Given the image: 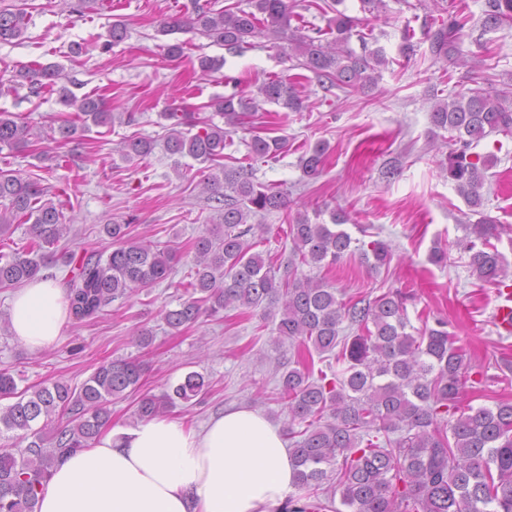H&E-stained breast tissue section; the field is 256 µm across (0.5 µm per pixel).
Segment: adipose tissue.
Masks as SVG:
<instances>
[{"instance_id":"adipose-tissue-1","label":"adipose tissue","mask_w":512,"mask_h":512,"mask_svg":"<svg viewBox=\"0 0 512 512\" xmlns=\"http://www.w3.org/2000/svg\"><path fill=\"white\" fill-rule=\"evenodd\" d=\"M62 288L38 280L10 308L14 338L54 345L67 321ZM294 490V463L281 427L241 406L193 429L168 417L116 427L57 465L37 512H270Z\"/></svg>"}]
</instances>
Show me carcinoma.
<instances>
[{"instance_id":"cac0c4a2","label":"carcinoma","mask_w":512,"mask_h":512,"mask_svg":"<svg viewBox=\"0 0 512 512\" xmlns=\"http://www.w3.org/2000/svg\"><path fill=\"white\" fill-rule=\"evenodd\" d=\"M343 0L327 6L336 11L327 29L311 33L291 28L295 16L290 0H251L255 10L236 3L214 9V0L195 2L188 16L166 18L159 28L163 36L192 32L242 54L253 40L267 34L288 41L291 68L314 75L325 89L347 94L377 84L376 67L386 63L383 53L369 48L361 20L337 9ZM512 23V0H485L483 27L496 29ZM468 19L454 6L436 28L423 31L422 42L434 62L467 65L462 49ZM25 13L0 7V43L22 37ZM358 38L361 52L351 47ZM63 67L50 63L25 67L17 77L31 92L58 88L59 102L76 109L77 120L103 125L112 121L103 99L76 97L57 85ZM235 91L211 101L224 115V126L196 121V133L172 124L167 151L188 155L203 163L224 157L229 128L243 124L258 110V101L275 103L299 112L303 101L290 82L268 78L257 86V98L236 90L238 79L224 76ZM431 124L451 133L456 148L442 163L472 212L479 215L470 225L474 239L465 243L470 252L471 273L482 282L501 285L507 276L503 257L490 242L504 227L479 211L483 205L484 172L492 160L472 152L493 133H512V83L476 86L449 101L437 102ZM29 123L11 112L0 111V151L28 147ZM279 136L255 135L250 154L271 158L285 147ZM145 139L123 143L125 158L150 154ZM326 148L319 145L301 158L304 174L318 177ZM203 189L224 204V236L198 237L194 244L196 279L188 283V299L164 313L172 330L195 323L203 314L213 316L234 305L257 312L274 325L278 341H287L296 360L280 363L278 400L288 413V438L295 467V493L279 512H512V402L493 407H474L467 401L471 386L464 358L448 332V320L418 334L408 331L407 293L390 290L372 300H346L322 280L297 276L295 260L316 267L333 266L354 252L356 239L342 229L345 214L334 212L331 223L312 224L299 216L289 225L292 258L284 274L271 260L251 252L247 236L255 235L249 220L261 211L288 208V192L254 180L244 166H222L210 173ZM47 188L25 179L14 170L0 169V230L18 221L30 224V249L0 261V288H12L39 278L51 262L70 265L75 255L57 258L44 248L67 237L63 214L47 198ZM110 238L107 254H84L67 280L68 308L78 319L94 318L112 301L140 288H149L173 272L176 249L159 247L133 233L129 224H106ZM370 269L390 263L392 249L383 240H372L362 251ZM355 335L343 334V327ZM331 354L346 364L340 371L320 372L313 378V353ZM146 365L137 360L101 362L80 386L55 382L31 392L17 393L14 377L0 372V397L19 399L0 409V429L17 433L26 442L12 452L0 450V512H36L38 494L55 465L81 448L90 447L110 422L112 400L138 391L144 384ZM207 383L191 372L184 381L161 395H143L137 402L139 419L160 416L188 402ZM454 419H447L448 415ZM336 467L340 507L334 500L321 501L317 491Z\"/></svg>"}]
</instances>
